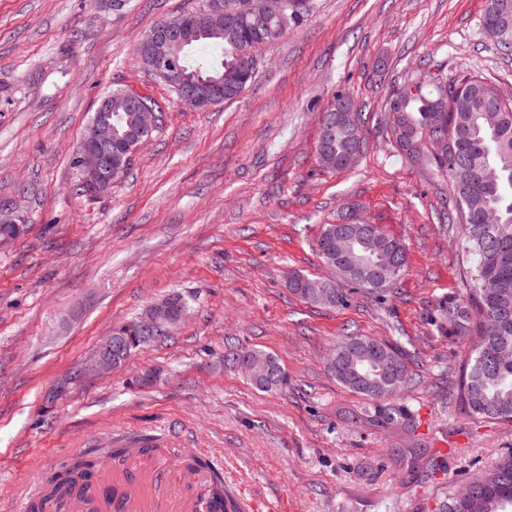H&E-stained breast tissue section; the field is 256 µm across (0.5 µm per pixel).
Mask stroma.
<instances>
[{
	"mask_svg": "<svg viewBox=\"0 0 512 512\" xmlns=\"http://www.w3.org/2000/svg\"><path fill=\"white\" fill-rule=\"evenodd\" d=\"M198 4L0 0V208L24 226L0 246V512H21L50 469L143 431L205 449L261 512H437L512 452V420L474 418L452 395L469 343L431 319L464 291L468 264L447 181L398 155L384 100L419 64L481 75L512 97V52L485 33V0H314L242 95L197 112L136 44ZM117 88L154 98L163 119L125 177L88 198L74 191L76 148ZM341 91L362 110L366 149L328 173L319 119ZM350 201L405 244L407 269L383 295L308 303L288 277L334 278L318 229ZM173 292L190 309L169 336L87 371L110 329ZM347 334L410 353L415 434L371 425L365 397L326 371ZM231 347L274 354L287 388L263 392L225 368ZM149 372L156 380L139 384ZM414 437L448 451L426 482L389 454Z\"/></svg>",
	"mask_w": 512,
	"mask_h": 512,
	"instance_id": "35a3bbf8",
	"label": "stroma"
}]
</instances>
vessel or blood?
Listing matches in <instances>:
<instances>
[{
    "mask_svg": "<svg viewBox=\"0 0 512 512\" xmlns=\"http://www.w3.org/2000/svg\"><path fill=\"white\" fill-rule=\"evenodd\" d=\"M163 445L160 439L138 443L136 450L92 475L84 496L73 497V512H84L90 502L98 512H162L164 500L155 486L166 465ZM202 454L199 448L183 449L173 473L185 512H252L253 502L232 491L225 493L223 502L213 500Z\"/></svg>",
    "mask_w": 512,
    "mask_h": 512,
    "instance_id": "obj_1",
    "label": "vessel or blood"
}]
</instances>
